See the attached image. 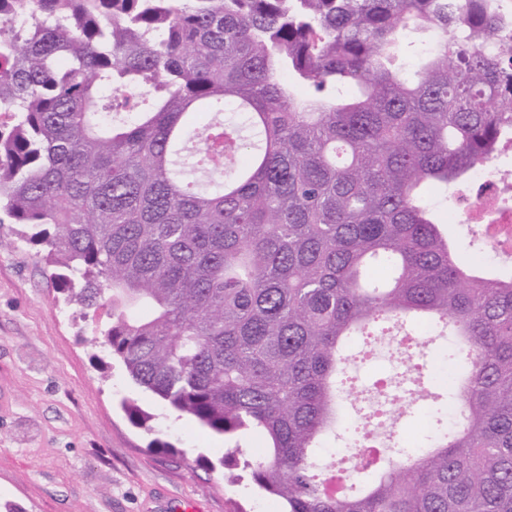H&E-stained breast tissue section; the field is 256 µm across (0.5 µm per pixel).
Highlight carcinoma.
Here are the masks:
<instances>
[{"mask_svg": "<svg viewBox=\"0 0 512 512\" xmlns=\"http://www.w3.org/2000/svg\"><path fill=\"white\" fill-rule=\"evenodd\" d=\"M508 143L504 0H0V214L136 385L261 435L224 466L282 512H512V275L427 201ZM391 322L453 336L425 443L324 470L342 349Z\"/></svg>", "mask_w": 512, "mask_h": 512, "instance_id": "carcinoma-1", "label": "carcinoma"}]
</instances>
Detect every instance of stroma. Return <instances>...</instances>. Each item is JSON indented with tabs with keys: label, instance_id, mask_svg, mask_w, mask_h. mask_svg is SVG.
I'll use <instances>...</instances> for the list:
<instances>
[{
	"label": "stroma",
	"instance_id": "1",
	"mask_svg": "<svg viewBox=\"0 0 512 512\" xmlns=\"http://www.w3.org/2000/svg\"><path fill=\"white\" fill-rule=\"evenodd\" d=\"M34 249L0 224V512H274L249 480L231 486L224 438L131 381ZM152 414L130 422L124 402ZM174 450L150 449L154 439Z\"/></svg>",
	"mask_w": 512,
	"mask_h": 512
}]
</instances>
